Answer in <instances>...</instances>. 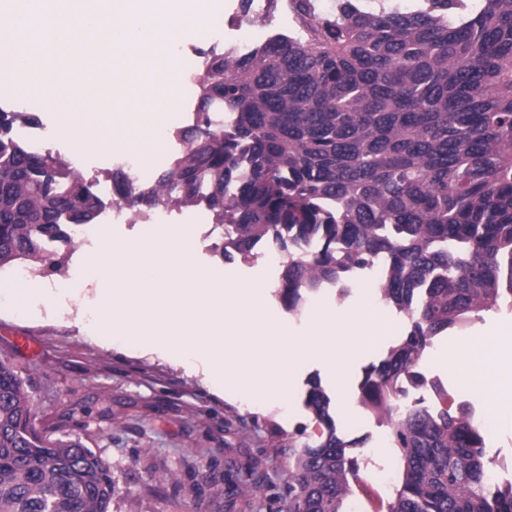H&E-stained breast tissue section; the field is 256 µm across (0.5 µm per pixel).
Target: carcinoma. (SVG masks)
Wrapping results in <instances>:
<instances>
[{"instance_id":"obj_1","label":"carcinoma","mask_w":512,"mask_h":512,"mask_svg":"<svg viewBox=\"0 0 512 512\" xmlns=\"http://www.w3.org/2000/svg\"><path fill=\"white\" fill-rule=\"evenodd\" d=\"M284 4L288 33L247 54L205 53L196 123L177 134L170 167L148 183L112 179L132 206L206 204L232 227L226 260L269 243L295 314L380 266L381 302L407 318L358 385L401 459L385 512H512L471 407L406 402L437 336L512 302V0H336L329 14L319 0ZM220 108L232 124L213 123ZM19 121L38 118L0 108V269L56 272L46 244L91 223L102 201L79 169L18 139ZM304 404L324 432L270 448L288 453L282 512H348L352 442L318 380ZM113 495L109 465L39 431L25 382L0 362V512H111Z\"/></svg>"}]
</instances>
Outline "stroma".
<instances>
[{
	"label": "stroma",
	"instance_id": "obj_1",
	"mask_svg": "<svg viewBox=\"0 0 512 512\" xmlns=\"http://www.w3.org/2000/svg\"><path fill=\"white\" fill-rule=\"evenodd\" d=\"M226 234L221 225L210 237H196L193 262L218 276L230 269L263 285L269 312L303 334L310 317L288 312L278 300V281L266 265L269 245L259 243L250 258L228 261L222 255ZM95 253L92 246L58 243L55 257L61 271L36 273L28 280V287L51 294L53 310L39 305L20 317L13 308L0 309V360L28 384L38 428L81 439L108 461L116 490L112 512H278L288 459H270L269 448L287 444L292 436H317L320 427L304 405L307 382L317 379L335 393L333 370L316 361L299 364L286 404L256 403L207 383L200 364L175 362L136 347L108 346L99 339L96 320L79 313L92 300V290L70 288L62 274L64 267L88 264ZM19 336L29 339L30 349L16 346ZM457 336L452 330L438 337L420 370L448 390H462L463 400L481 413L491 433L489 456H510L512 412L461 389L436 361L440 349ZM388 350L385 336H377L349 364L352 405L334 411L341 436L352 443L349 453L360 463V483L352 497L358 512H383L389 492L373 463L386 429L354 402L364 368L379 363ZM254 469L262 476V487L252 496L243 488Z\"/></svg>",
	"mask_w": 512,
	"mask_h": 512
}]
</instances>
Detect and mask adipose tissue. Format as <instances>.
I'll return each instance as SVG.
<instances>
[{"instance_id":"1","label":"adipose tissue","mask_w":512,"mask_h":512,"mask_svg":"<svg viewBox=\"0 0 512 512\" xmlns=\"http://www.w3.org/2000/svg\"><path fill=\"white\" fill-rule=\"evenodd\" d=\"M440 363L493 404L512 409V328L461 337L442 350Z\"/></svg>"}]
</instances>
